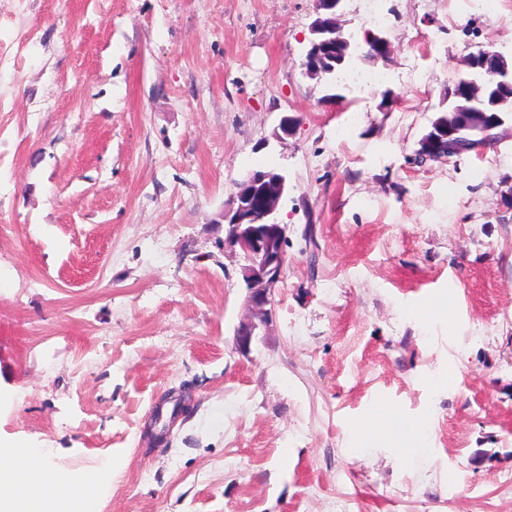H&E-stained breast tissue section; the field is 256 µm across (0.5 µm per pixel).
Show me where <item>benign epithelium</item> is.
Listing matches in <instances>:
<instances>
[{"mask_svg":"<svg viewBox=\"0 0 512 512\" xmlns=\"http://www.w3.org/2000/svg\"><path fill=\"white\" fill-rule=\"evenodd\" d=\"M318 16L312 22L313 38L305 51L302 66L306 76L318 78L330 68L334 59L323 53L331 43L336 45V55H344L346 41L337 36L341 29L336 25V13L342 0H316ZM468 68L481 67L493 71L498 77L497 105L507 102L506 92L512 90V65L500 54L483 51L480 59L467 58ZM486 95L483 82L465 79L463 91H450L448 96L462 99L464 103L448 112L446 122L432 123V129L420 141L419 160H450L473 152L479 153L501 140L499 129L512 111H479L469 103ZM286 192V177L274 170L253 171L237 184L236 191L224 206V223L227 224V242L245 256L242 278L246 284L245 306L249 316L241 319L234 330L236 349L248 354L259 337L266 334L268 306L280 282L285 265L287 225L278 221L279 203Z\"/></svg>","mask_w":512,"mask_h":512,"instance_id":"7a95c632","label":"benign epithelium"}]
</instances>
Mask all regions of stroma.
I'll return each mask as SVG.
<instances>
[{
  "mask_svg": "<svg viewBox=\"0 0 512 512\" xmlns=\"http://www.w3.org/2000/svg\"><path fill=\"white\" fill-rule=\"evenodd\" d=\"M384 6L343 4L390 44L357 94L303 73L316 0H0V439L110 466L100 512H512V138L414 159L512 0ZM260 168L286 264L242 354ZM260 188L259 206L252 204ZM286 177L275 170L253 171L238 183L224 206L227 237L224 242L238 248L247 264L242 268L246 284L245 306L249 316L241 319L234 330L236 349L250 353L252 345L264 336L268 327L273 293L285 265L287 224L278 221L279 203L286 192ZM258 213L260 217H258ZM264 220L262 224L257 221Z\"/></svg>",
  "mask_w": 512,
  "mask_h": 512,
  "instance_id": "1",
  "label": "stroma"
}]
</instances>
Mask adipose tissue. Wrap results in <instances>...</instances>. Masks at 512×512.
Wrapping results in <instances>:
<instances>
[{"instance_id":"adipose-tissue-1","label":"adipose tissue","mask_w":512,"mask_h":512,"mask_svg":"<svg viewBox=\"0 0 512 512\" xmlns=\"http://www.w3.org/2000/svg\"><path fill=\"white\" fill-rule=\"evenodd\" d=\"M0 453V512H98V497L112 478L106 468L79 477L55 469L23 439Z\"/></svg>"}]
</instances>
